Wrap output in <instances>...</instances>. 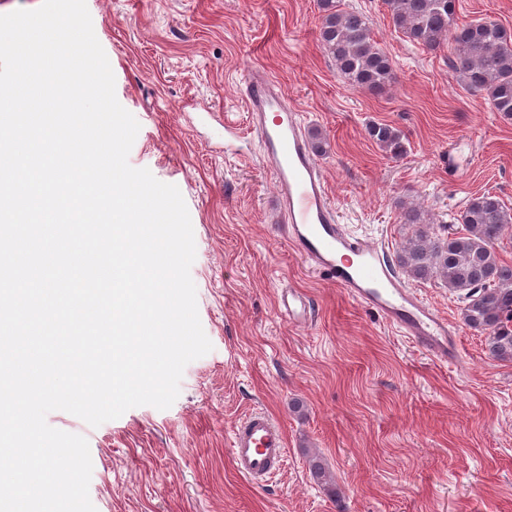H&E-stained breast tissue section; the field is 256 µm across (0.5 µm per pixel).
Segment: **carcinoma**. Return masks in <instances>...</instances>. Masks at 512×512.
Instances as JSON below:
<instances>
[{
    "mask_svg": "<svg viewBox=\"0 0 512 512\" xmlns=\"http://www.w3.org/2000/svg\"><path fill=\"white\" fill-rule=\"evenodd\" d=\"M459 0H385L396 29L428 51L448 49L455 80L475 94H486L493 109L512 116V35L495 21L460 25ZM320 43L337 72L352 88L379 91L396 80L388 56L377 46L370 20L342 7L341 0H319ZM369 137L394 157L406 153L401 133L373 123ZM405 223L414 231L396 253L397 265L420 280L438 278L464 299L463 322L485 334L487 354L512 362V265L497 250L512 209L490 193L472 198L457 221L462 231L442 237L422 214L410 209Z\"/></svg>",
    "mask_w": 512,
    "mask_h": 512,
    "instance_id": "carcinoma-1",
    "label": "carcinoma"
}]
</instances>
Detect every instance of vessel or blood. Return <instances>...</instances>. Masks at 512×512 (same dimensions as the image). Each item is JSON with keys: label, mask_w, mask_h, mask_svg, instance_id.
Wrapping results in <instances>:
<instances>
[{"label": "vessel or blood", "mask_w": 512, "mask_h": 512, "mask_svg": "<svg viewBox=\"0 0 512 512\" xmlns=\"http://www.w3.org/2000/svg\"><path fill=\"white\" fill-rule=\"evenodd\" d=\"M241 94L249 124L260 139L263 159L276 190V206L286 222L289 244L319 277L342 288L356 303L426 352L432 360H458L447 318L428 305L387 263L385 243L349 234L329 200L324 175L296 110L264 72L248 71ZM280 312L291 324L306 322L310 305L295 289L281 294ZM288 450L282 426L263 412L250 415L233 433L235 470L252 482L270 478Z\"/></svg>", "instance_id": "obj_1"}]
</instances>
